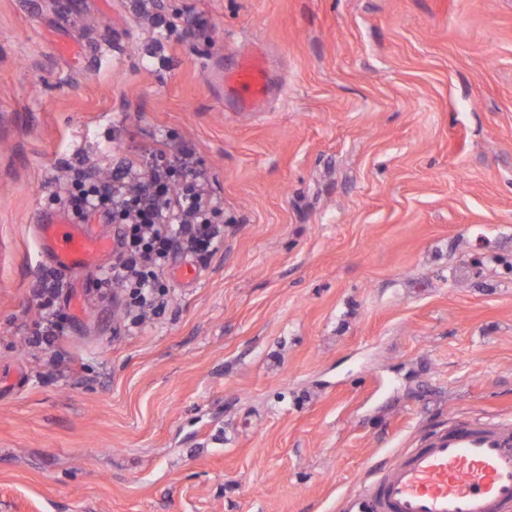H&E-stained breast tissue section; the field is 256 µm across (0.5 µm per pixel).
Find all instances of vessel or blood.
<instances>
[{"label": "vessel or blood", "mask_w": 512, "mask_h": 512, "mask_svg": "<svg viewBox=\"0 0 512 512\" xmlns=\"http://www.w3.org/2000/svg\"><path fill=\"white\" fill-rule=\"evenodd\" d=\"M237 112L259 109L271 74L263 53L224 74ZM41 245L61 272L90 271L112 247L95 225L40 217ZM358 512H512V424L461 420L425 439L370 483Z\"/></svg>", "instance_id": "obj_1"}]
</instances>
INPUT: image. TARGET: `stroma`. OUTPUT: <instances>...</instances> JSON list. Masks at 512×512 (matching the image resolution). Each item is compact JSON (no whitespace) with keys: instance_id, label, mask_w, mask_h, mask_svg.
I'll return each instance as SVG.
<instances>
[{"instance_id":"stroma-1","label":"stroma","mask_w":512,"mask_h":512,"mask_svg":"<svg viewBox=\"0 0 512 512\" xmlns=\"http://www.w3.org/2000/svg\"><path fill=\"white\" fill-rule=\"evenodd\" d=\"M258 49L271 95L227 111ZM161 143L224 237L133 329L35 225ZM482 417L512 421V0H0V512H338Z\"/></svg>"}]
</instances>
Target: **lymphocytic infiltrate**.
I'll use <instances>...</instances> for the list:
<instances>
[{
	"mask_svg": "<svg viewBox=\"0 0 512 512\" xmlns=\"http://www.w3.org/2000/svg\"><path fill=\"white\" fill-rule=\"evenodd\" d=\"M192 156V149L183 147L178 164L156 167L144 177L134 161H126L118 169L117 182H102L90 193L70 199L76 214L100 210L124 225L112 277L123 282L138 303L145 305L157 297V271L172 254L208 252L222 233L211 220L214 206L204 176L192 166Z\"/></svg>",
	"mask_w": 512,
	"mask_h": 512,
	"instance_id": "f902f5d3",
	"label": "lymphocytic infiltrate"
}]
</instances>
